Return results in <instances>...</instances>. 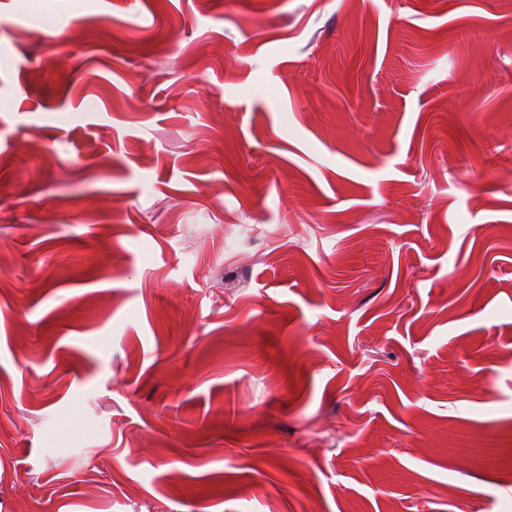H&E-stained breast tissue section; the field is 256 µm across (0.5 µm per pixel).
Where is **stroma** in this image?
Segmentation results:
<instances>
[{"label":"stroma","mask_w":512,"mask_h":512,"mask_svg":"<svg viewBox=\"0 0 512 512\" xmlns=\"http://www.w3.org/2000/svg\"><path fill=\"white\" fill-rule=\"evenodd\" d=\"M29 7L0 512H512V8Z\"/></svg>","instance_id":"obj_1"}]
</instances>
